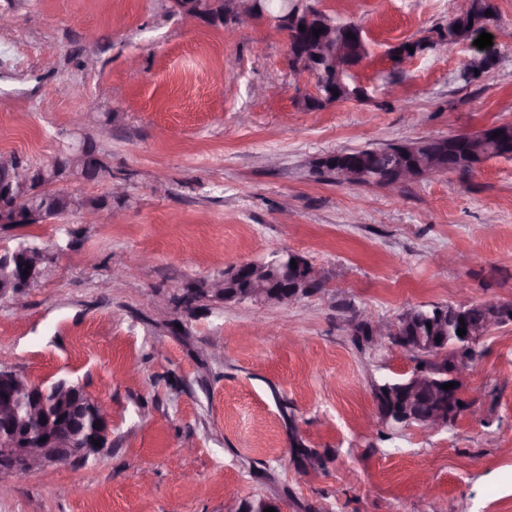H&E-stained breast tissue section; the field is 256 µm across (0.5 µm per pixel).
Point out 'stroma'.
I'll list each match as a JSON object with an SVG mask.
<instances>
[{"label": "stroma", "instance_id": "stroma-1", "mask_svg": "<svg viewBox=\"0 0 512 512\" xmlns=\"http://www.w3.org/2000/svg\"><path fill=\"white\" fill-rule=\"evenodd\" d=\"M455 2L311 0L369 42L354 71L367 96L311 112L315 81L294 82L270 18L229 37L169 0H0L15 19L0 29V153L42 166L84 141L110 174L68 190L128 187L95 224H0V251L46 255L33 285L0 297V366L112 408L108 448L13 484L0 512H224L232 497L282 512H512V324L481 339L469 406L435 432L377 418L375 384L417 358L343 329L512 302V159L394 191L311 172L327 153L512 121V0H495V63L478 80L463 77L482 55L469 41L394 65L390 49L436 39ZM285 250L322 277L288 309L175 301L184 282Z\"/></svg>", "mask_w": 512, "mask_h": 512}]
</instances>
